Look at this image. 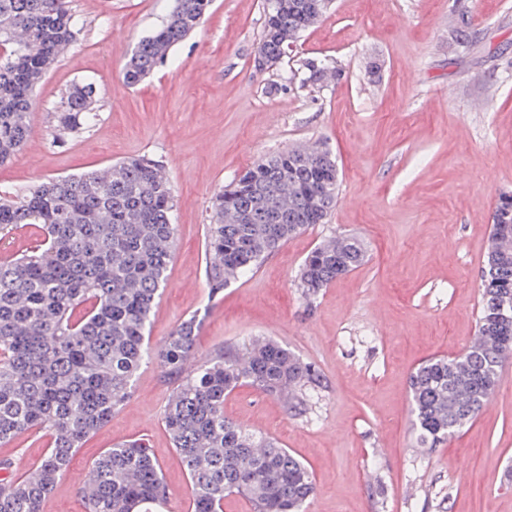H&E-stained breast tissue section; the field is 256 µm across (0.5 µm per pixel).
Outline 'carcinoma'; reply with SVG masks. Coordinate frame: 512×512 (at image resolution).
I'll return each mask as SVG.
<instances>
[{
  "mask_svg": "<svg viewBox=\"0 0 512 512\" xmlns=\"http://www.w3.org/2000/svg\"><path fill=\"white\" fill-rule=\"evenodd\" d=\"M211 0H176L167 21L141 40L126 65L136 85L203 22ZM327 10L322 0H267L258 51L273 66ZM69 0H0V163L30 132L31 98L74 38ZM96 90L75 85L56 128L90 120ZM0 196V241L31 226L36 244L0 256V445L48 438L23 477L0 460V512H41L83 440L130 398L140 368L155 363L173 381L163 423L188 475L192 512H223L247 496L253 512H303L315 493L308 467L288 449L224 415V399L251 386L300 414L316 367L267 336L196 357L191 318L164 340L148 336L175 249L174 195L154 158L137 156ZM339 172L324 143L290 148L248 168L211 201L205 278L215 298L256 272L289 239L326 223ZM363 240L330 237L306 257L297 288L313 301L367 259ZM478 330L463 352L434 356L410 375L411 426L436 448L472 422L498 387L512 354V194L498 197L480 271ZM86 512H156L167 490L151 449L131 440L107 449L88 471Z\"/></svg>",
  "mask_w": 512,
  "mask_h": 512,
  "instance_id": "carcinoma-1",
  "label": "carcinoma"
}]
</instances>
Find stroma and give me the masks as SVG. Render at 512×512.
<instances>
[{"mask_svg": "<svg viewBox=\"0 0 512 512\" xmlns=\"http://www.w3.org/2000/svg\"><path fill=\"white\" fill-rule=\"evenodd\" d=\"M174 0H71L67 55L33 93L25 147L0 165V191L78 175L141 154L172 185L176 247L150 336L203 313L197 355L269 336L313 363L306 413L243 386L224 413L276 439L312 471L305 512H512V356L479 416L434 452L418 448L409 377L476 333L491 216L512 193V0H332L323 18L257 72L265 0H213L203 24L138 86L123 68ZM317 59L339 77L304 86ZM97 87L94 120L59 134L68 88ZM322 142L340 170L327 223L289 240L256 273L210 297V199L272 153ZM367 245L366 262L307 303L302 262L330 235ZM170 384L142 366L133 394L89 436L42 512H86L77 474L114 444L144 439L190 512L187 473L162 416Z\"/></svg>", "mask_w": 512, "mask_h": 512, "instance_id": "35a3bbf8", "label": "stroma"}]
</instances>
